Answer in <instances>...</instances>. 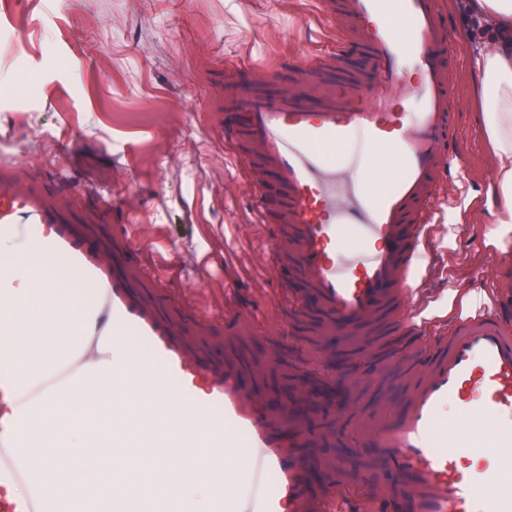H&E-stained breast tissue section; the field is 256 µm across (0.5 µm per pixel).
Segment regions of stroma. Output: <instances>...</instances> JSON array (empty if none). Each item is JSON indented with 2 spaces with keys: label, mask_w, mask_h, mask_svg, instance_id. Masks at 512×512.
<instances>
[{
  "label": "stroma",
  "mask_w": 512,
  "mask_h": 512,
  "mask_svg": "<svg viewBox=\"0 0 512 512\" xmlns=\"http://www.w3.org/2000/svg\"><path fill=\"white\" fill-rule=\"evenodd\" d=\"M455 73L463 156V188H443L445 205L429 227L434 258L427 272L423 314L434 334L418 336L398 354L396 336H375L370 348L324 341L313 304L291 311L288 295L265 275L270 225L259 223L245 168L219 123L229 108V76L240 68L262 92L292 91L308 98L367 84L371 70L361 45L341 64L301 78L300 56L336 49V21L325 0H11L24 16L16 29L0 22V46L14 48L0 74V157L23 160L36 183L75 195L69 216L87 223L97 241L126 259L119 225L146 224L138 246L153 258L163 288H136L166 311L183 308V292L199 313L222 315L216 348L236 355L256 374L255 389L295 400L303 381L334 388L345 381V409L324 405L312 414L320 457L348 447L349 412L372 419L407 394L416 352L455 332L461 312L488 304L497 290L512 291V258L497 257L489 240L487 189L496 158L473 104L470 50L458 38L459 0H444ZM71 145L68 168L55 169L61 138ZM127 170L119 179V170ZM111 194L99 209L97 193ZM136 196L139 208L124 202ZM205 249L209 277L195 288L194 267L171 264L172 252ZM290 318L291 335L281 330Z\"/></svg>",
  "instance_id": "35a3bbf8"
}]
</instances>
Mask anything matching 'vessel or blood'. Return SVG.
<instances>
[{
    "mask_svg": "<svg viewBox=\"0 0 512 512\" xmlns=\"http://www.w3.org/2000/svg\"><path fill=\"white\" fill-rule=\"evenodd\" d=\"M339 34L355 35L380 79L310 102L296 95L244 94L243 123H223L238 148L260 220L289 226L299 272L347 336L365 325L393 335L399 312L420 292L426 226L444 201V183L461 177L455 140V66L439 54L448 45L442 0H340ZM396 156L399 173L376 185L377 155ZM279 192L269 195L267 180ZM69 201L37 189L19 160L0 162V243L18 266L0 267V336L19 306L8 291L18 267L46 276L61 271V287L85 297L53 366L20 379L15 354L0 343V512H70L44 489L26 461L20 432L38 444L42 412L58 394L111 381V404L97 407L103 429H90L94 448L112 458L130 452L127 379L112 360L117 340L144 347L143 378L163 370L170 385L163 410L170 430L153 459L170 465L194 447L199 419L217 417L206 445L247 443L240 467L227 476L234 512H357L350 490L336 483L338 461L313 452L318 439L306 414L254 393L233 355L217 356L200 342L220 324L205 316L185 324L132 285L152 270L132 250L119 263L111 247L93 243L87 228L64 215ZM499 307L470 312L450 343L427 360L424 373L395 408L370 429L354 426L358 447L389 463L375 500L380 512H512V334ZM452 406L456 426L439 433ZM113 512H157L159 495L137 496L120 474L102 489Z\"/></svg>",
    "mask_w": 512,
    "mask_h": 512,
    "instance_id": "vessel-or-blood-1",
    "label": "vessel or blood"
}]
</instances>
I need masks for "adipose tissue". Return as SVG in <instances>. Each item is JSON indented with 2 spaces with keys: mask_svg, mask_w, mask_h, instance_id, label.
Wrapping results in <instances>:
<instances>
[{
  "mask_svg": "<svg viewBox=\"0 0 512 512\" xmlns=\"http://www.w3.org/2000/svg\"><path fill=\"white\" fill-rule=\"evenodd\" d=\"M466 9L472 25L467 43L491 40L496 47L476 50L473 70L477 74L476 94L480 119L498 166L489 210L498 224H512V0H468ZM25 304L16 314L17 328L8 342L16 354L17 371L29 378L47 371L54 363L59 340L65 338L72 318L81 307L79 297L68 289L47 294L29 272H20L12 287ZM117 367L127 374V391L136 403L129 414L134 432L145 440L162 435L164 417L153 402L162 388L156 380L143 379L127 342L118 341ZM111 384L64 394L62 407L48 406L43 416L56 427L42 438L38 447L29 449L28 461L37 479L55 495L71 501L75 512H112L109 500L96 494L112 471L111 457L91 459L88 448V421L93 406L111 401ZM210 428L196 429V447L186 449L182 468L162 467L151 461L152 451L145 448L132 457L125 474L137 491L146 492L166 483L172 484V512H211L214 499L224 492V477L240 464L239 457L221 448L205 447ZM208 460V477L190 475L197 457ZM67 458L59 468V458Z\"/></svg>",
  "mask_w": 512,
  "mask_h": 512,
  "instance_id": "obj_1",
  "label": "adipose tissue"
}]
</instances>
